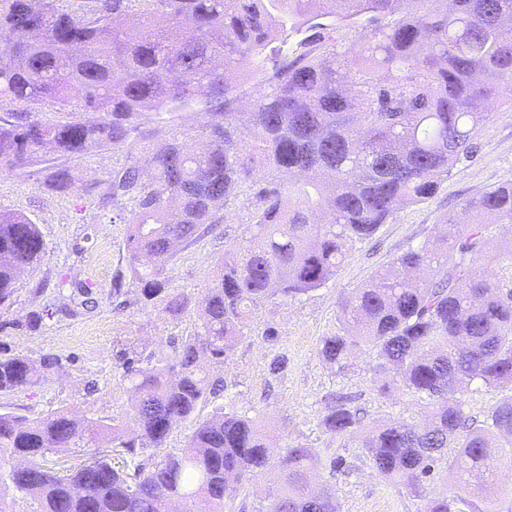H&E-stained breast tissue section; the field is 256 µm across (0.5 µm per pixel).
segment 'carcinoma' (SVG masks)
Listing matches in <instances>:
<instances>
[{"label": "carcinoma", "mask_w": 512, "mask_h": 512, "mask_svg": "<svg viewBox=\"0 0 512 512\" xmlns=\"http://www.w3.org/2000/svg\"><path fill=\"white\" fill-rule=\"evenodd\" d=\"M0 0V168L41 165L43 187L73 188L71 163L90 146L124 149L105 196L131 209L125 269L142 307L179 328L189 296L170 287L177 247L224 221L246 196L243 243L224 257L200 300L201 330L169 337L163 356L127 341L121 377L134 401L112 417L66 408L35 418L0 409V512H224L225 499L277 494L255 512H340L312 485L315 449L273 450L254 418L218 406L211 375L226 363L264 302L323 286L357 243L403 204L432 198L476 156L512 88V0ZM362 24L336 51V29ZM314 39L291 40L303 29ZM61 112L56 121L43 111ZM204 119L195 148L162 126ZM270 174L256 178L257 171ZM466 219L397 256L339 304L341 332L319 355L339 364L354 348L382 359L377 392L429 401L427 425L384 423L360 447L379 476L422 501L420 512H499L496 478L512 466V396L468 424L463 390L512 384V288L480 261L498 258L493 226L512 224V182L463 206ZM47 246L24 213L0 211V314ZM60 367L0 353V396L48 382ZM183 448L164 450L182 422ZM333 437H354L357 411L327 408ZM454 448V456L448 449ZM446 460L479 502L427 490Z\"/></svg>", "instance_id": "carcinoma-1"}]
</instances>
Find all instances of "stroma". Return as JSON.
Wrapping results in <instances>:
<instances>
[{
	"instance_id": "1",
	"label": "stroma",
	"mask_w": 512,
	"mask_h": 512,
	"mask_svg": "<svg viewBox=\"0 0 512 512\" xmlns=\"http://www.w3.org/2000/svg\"><path fill=\"white\" fill-rule=\"evenodd\" d=\"M511 98L505 91L490 103L494 118L481 132L477 157L455 168L432 199L402 206L372 239L355 244L324 287L296 301L259 307L231 358L213 368L224 390L211 406H230L266 420L271 447L299 443L314 448L316 478L335 489L341 512H418L420 502L382 480L357 442L324 432L320 420L330 399L343 397L361 409L363 435L382 420L424 422L428 408L405 391L378 395L374 352L357 351L346 363L329 364L318 353L320 343L340 331V297L431 238L447 218L460 213L465 200L512 181V111L505 105ZM125 160V152L89 148L72 166L75 186L66 195L43 191L40 175L0 171V211L30 215L48 248L40 268L22 275L11 310L0 315V352L33 359L53 354L61 363L49 382L0 397V404L18 414L35 417L62 407L98 416L122 413L131 400L117 360L126 339L136 338L160 354L170 351L168 338L175 328L157 310L137 304L132 281L122 286L128 308L116 307L113 276L125 261L128 230L119 218L129 205L101 199L100 193L112 169ZM247 217L245 201H238L226 208L223 224L180 248L169 266L172 287L200 299L225 253L241 242ZM65 276L87 282L92 303H68L59 291ZM43 308L50 309V317L25 328L29 313ZM269 330L275 335L270 342L263 338ZM277 356L287 365L269 374ZM335 456L343 465L333 470L328 460Z\"/></svg>"
}]
</instances>
